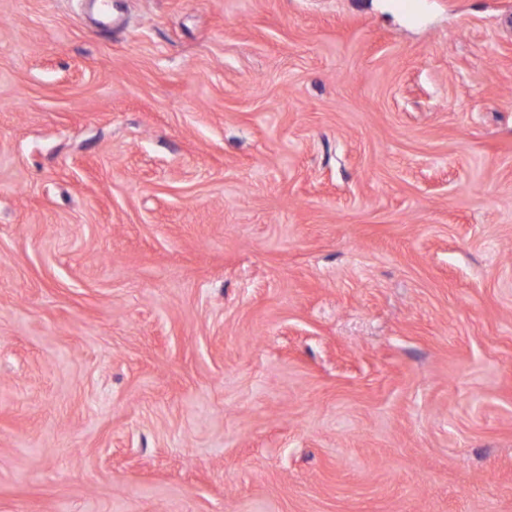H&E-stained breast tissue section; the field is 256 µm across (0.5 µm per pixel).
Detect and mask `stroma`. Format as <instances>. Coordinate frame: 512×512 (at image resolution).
<instances>
[{
	"mask_svg": "<svg viewBox=\"0 0 512 512\" xmlns=\"http://www.w3.org/2000/svg\"><path fill=\"white\" fill-rule=\"evenodd\" d=\"M0 0V512H512V0Z\"/></svg>",
	"mask_w": 512,
	"mask_h": 512,
	"instance_id": "stroma-1",
	"label": "stroma"
}]
</instances>
